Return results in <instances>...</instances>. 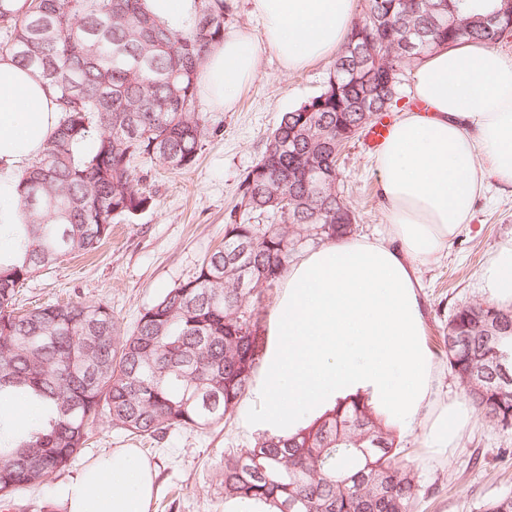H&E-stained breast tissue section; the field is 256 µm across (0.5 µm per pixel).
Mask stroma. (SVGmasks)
<instances>
[{
	"instance_id": "35a3bbf8",
	"label": "stroma",
	"mask_w": 512,
	"mask_h": 512,
	"mask_svg": "<svg viewBox=\"0 0 512 512\" xmlns=\"http://www.w3.org/2000/svg\"><path fill=\"white\" fill-rule=\"evenodd\" d=\"M330 66L324 59L286 72L272 51L262 49L256 76L233 109L214 110L199 99L209 133L195 166L174 171L158 161L150 164L145 186L154 206L134 223L116 225L111 240L95 252L64 257L35 273L21 287L17 307L103 302L122 328L132 329L144 309L192 276L222 244L225 224L242 219L238 186L243 175L258 161L283 113L320 94ZM375 157L358 140L341 159L343 195L357 216L354 234L360 238L385 235L388 227L377 193ZM509 240L512 186L493 178L467 227L416 268L423 284L424 342L438 369L433 410L466 398L448 366L441 336L454 308L488 301L481 272L496 248ZM263 412L264 403L252 388L228 423L206 430H173L155 441L102 425L73 461L12 497L9 512H67L63 487L85 463L117 448L137 449L156 466L157 495L148 512H261L260 506L225 500L219 471L226 452L252 447L262 437V429L248 428L246 421L260 419ZM428 426L424 419L396 431L401 457L421 487L415 512H481L484 503L512 493V430L476 417L453 445L433 448L424 438Z\"/></svg>"
}]
</instances>
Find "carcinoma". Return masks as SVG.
<instances>
[{
	"label": "carcinoma",
	"instance_id": "1",
	"mask_svg": "<svg viewBox=\"0 0 512 512\" xmlns=\"http://www.w3.org/2000/svg\"><path fill=\"white\" fill-rule=\"evenodd\" d=\"M0 0V56L32 68L54 93L61 121L22 179L23 260L0 267V398L32 401L39 415L19 431L0 418V496L43 482L80 454L102 418L131 435L162 439L230 419L267 343L255 313L302 248L338 240L357 223L340 188L338 152L357 129L398 109L406 67L441 46H493L512 30V0H368L336 53L321 93L283 114L240 183L244 212L264 224L230 223L224 243L124 331L105 303L21 312L19 287L60 257L95 251L114 221L154 204L137 162L177 171L196 162L208 134L196 111L197 69L224 38L226 0H197L183 29L157 19L147 0ZM496 23H489L490 19ZM424 32L419 57L393 51L402 28ZM375 52L357 66L353 50ZM263 282L235 287L227 257ZM448 365L477 415L512 430V306L456 307L443 336ZM224 500L266 512H414L419 485L391 426L351 400L288 437L272 435L224 456ZM512 512V494L482 506Z\"/></svg>",
	"mask_w": 512,
	"mask_h": 512
}]
</instances>
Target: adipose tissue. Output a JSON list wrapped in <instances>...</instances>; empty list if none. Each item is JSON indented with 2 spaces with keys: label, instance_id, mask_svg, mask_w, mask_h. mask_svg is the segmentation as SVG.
<instances>
[{
  "label": "adipose tissue",
  "instance_id": "adipose-tissue-1",
  "mask_svg": "<svg viewBox=\"0 0 512 512\" xmlns=\"http://www.w3.org/2000/svg\"><path fill=\"white\" fill-rule=\"evenodd\" d=\"M265 43L285 70L332 56L354 20L356 0H251ZM259 47L225 33L197 72L217 109L231 108L254 78ZM419 109L404 112L376 156L387 236L346 238L289 262L272 319L277 341L259 388L262 425L290 436L357 398L409 427L429 404L434 366L422 340L418 262L461 233L489 175L512 185V55L478 42L432 52L412 71ZM52 92L12 57H0V263L17 260L21 177L56 132ZM487 164H480L478 154ZM481 277L493 302L512 306V240ZM468 418L464 403L440 410L425 432L448 447ZM150 462L130 448L87 463L62 491L68 512H147Z\"/></svg>",
  "mask_w": 512,
  "mask_h": 512
}]
</instances>
